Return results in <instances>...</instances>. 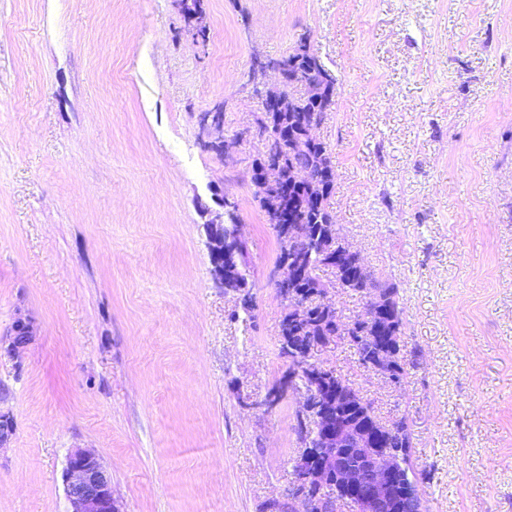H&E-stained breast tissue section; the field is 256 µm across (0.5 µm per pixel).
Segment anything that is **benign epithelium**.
I'll use <instances>...</instances> for the list:
<instances>
[{
    "mask_svg": "<svg viewBox=\"0 0 512 512\" xmlns=\"http://www.w3.org/2000/svg\"><path fill=\"white\" fill-rule=\"evenodd\" d=\"M266 67L279 75L278 85L273 89L258 88L256 95L261 101V111L290 112L294 101L288 95V83H300V76H288V67L281 61L268 62ZM336 83L333 73L325 72V84H302V97L321 95L325 87ZM319 125V119L312 117L301 134L288 132V142L281 140L271 143L276 155L264 156L259 169L252 171L251 180L265 191L267 212L272 216L286 218L288 208V190L294 185L314 186L319 176L311 168L296 167L289 171L284 168V155L305 142H318L312 134ZM212 204L200 203L203 215L208 217L205 226L210 251L224 235V217H233L234 206L224 191L212 192ZM296 226L288 227L281 234L288 260L282 263L283 273L274 281L280 297L287 303L294 317L303 318L308 303L301 300L293 291V286L306 275L305 265L292 257L295 244ZM242 239L234 232V240L222 246L224 263L213 268L215 281L226 288H236L238 271L236 259L240 257ZM336 263V272L346 278L359 274V263H348L353 257L351 249L337 250L333 243L324 246ZM384 296L375 288L366 289V303L363 317L375 325L374 340L381 348L392 347L391 337L383 328L382 318L385 308ZM35 336L30 321L19 317L11 327L8 344L0 346V356L15 358ZM306 353L316 354L336 345L334 336H309L304 339ZM303 401L298 412V440L304 444L310 439L319 442V450L297 455L294 466V481L288 489V495L273 500L267 512H338V505L348 502L355 512H424L419 492L410 488L400 489L403 480V467L400 456L382 448L381 430L368 423L357 422L347 416V410L354 407L352 399L347 397L341 383H332L328 378L318 379L309 389L302 392ZM348 451L355 452L366 462L365 470L359 471L343 465L341 458ZM64 492L69 504L68 512H120L112 495L111 475L96 454L85 448L72 449L66 458L64 469Z\"/></svg>",
    "mask_w": 512,
    "mask_h": 512,
    "instance_id": "benign-epithelium-1",
    "label": "benign epithelium"
}]
</instances>
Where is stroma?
I'll use <instances>...</instances> for the list:
<instances>
[{"mask_svg": "<svg viewBox=\"0 0 512 512\" xmlns=\"http://www.w3.org/2000/svg\"><path fill=\"white\" fill-rule=\"evenodd\" d=\"M0 0V512H66L70 449L121 512H266L298 454L300 398L254 197L256 57L301 37L336 76L315 135L342 238L397 286L400 386L338 343L318 359L404 420L426 512H512V0ZM222 107L229 157L205 148ZM221 187L252 311L215 283L198 203ZM7 346H0V356L6 355L14 359L19 350L24 348L35 336L33 325L27 319L18 317L11 327Z\"/></svg>", "mask_w": 512, "mask_h": 512, "instance_id": "obj_1", "label": "stroma"}]
</instances>
